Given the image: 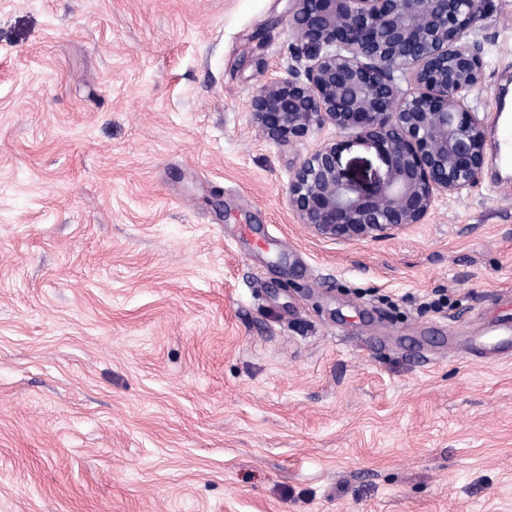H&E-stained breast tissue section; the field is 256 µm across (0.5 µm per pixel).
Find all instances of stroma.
<instances>
[{
    "mask_svg": "<svg viewBox=\"0 0 512 512\" xmlns=\"http://www.w3.org/2000/svg\"><path fill=\"white\" fill-rule=\"evenodd\" d=\"M290 0H0V512H512V194L324 238L258 131ZM492 120L512 0L472 26ZM485 328L483 336H494L495 341L492 344H487L481 339L475 346V352L482 356L488 357L490 355H503L512 352V309L501 312L487 322H484ZM493 346V348L486 349L484 346Z\"/></svg>",
    "mask_w": 512,
    "mask_h": 512,
    "instance_id": "obj_1",
    "label": "stroma"
}]
</instances>
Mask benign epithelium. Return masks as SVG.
<instances>
[{
    "label": "benign epithelium",
    "instance_id": "7a95c632",
    "mask_svg": "<svg viewBox=\"0 0 512 512\" xmlns=\"http://www.w3.org/2000/svg\"><path fill=\"white\" fill-rule=\"evenodd\" d=\"M304 77L266 82L252 101L271 139L297 145L326 124L373 149L383 165L361 183L342 168L346 141L326 142L295 169L288 205L320 236L378 238L425 223L435 202L477 184L482 122L465 103L484 75L468 45L481 0H291ZM410 83L403 91L401 81Z\"/></svg>",
    "mask_w": 512,
    "mask_h": 512
}]
</instances>
